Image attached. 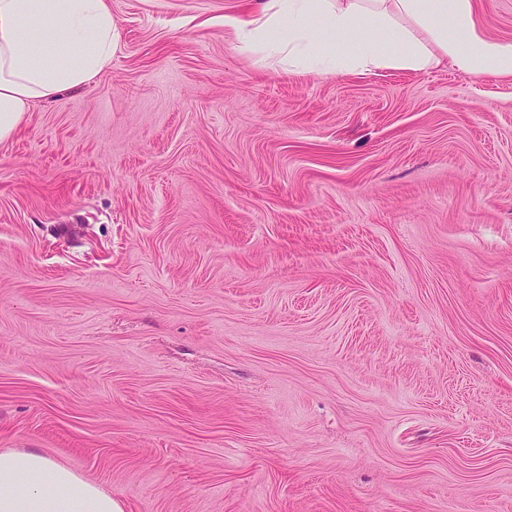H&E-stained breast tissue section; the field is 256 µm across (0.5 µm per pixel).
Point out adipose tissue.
Here are the masks:
<instances>
[{"label":"adipose tissue","mask_w":512,"mask_h":512,"mask_svg":"<svg viewBox=\"0 0 512 512\" xmlns=\"http://www.w3.org/2000/svg\"><path fill=\"white\" fill-rule=\"evenodd\" d=\"M256 66L343 77L451 61L466 75L512 78V40L478 28L471 0H262L225 16ZM117 47L107 0H0V142L32 102L78 88ZM0 512H123L97 484L35 451L0 452Z\"/></svg>","instance_id":"adipose-tissue-1"}]
</instances>
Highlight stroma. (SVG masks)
<instances>
[{"instance_id":"35a3bbf8","label":"stroma","mask_w":512,"mask_h":512,"mask_svg":"<svg viewBox=\"0 0 512 512\" xmlns=\"http://www.w3.org/2000/svg\"><path fill=\"white\" fill-rule=\"evenodd\" d=\"M108 5L110 68L0 142V450L123 512H512V79Z\"/></svg>"}]
</instances>
